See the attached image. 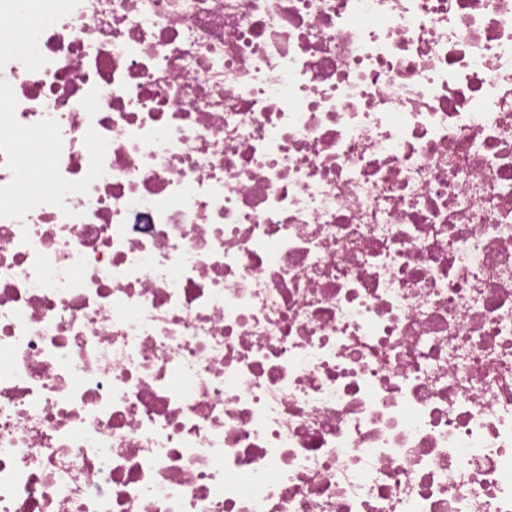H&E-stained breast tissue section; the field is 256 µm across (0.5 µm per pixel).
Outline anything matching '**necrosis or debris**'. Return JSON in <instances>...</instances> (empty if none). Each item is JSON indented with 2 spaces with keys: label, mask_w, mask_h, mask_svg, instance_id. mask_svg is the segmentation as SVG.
<instances>
[{
  "label": "necrosis or debris",
  "mask_w": 512,
  "mask_h": 512,
  "mask_svg": "<svg viewBox=\"0 0 512 512\" xmlns=\"http://www.w3.org/2000/svg\"><path fill=\"white\" fill-rule=\"evenodd\" d=\"M0 91V512H512V0H0Z\"/></svg>",
  "instance_id": "obj_1"
}]
</instances>
